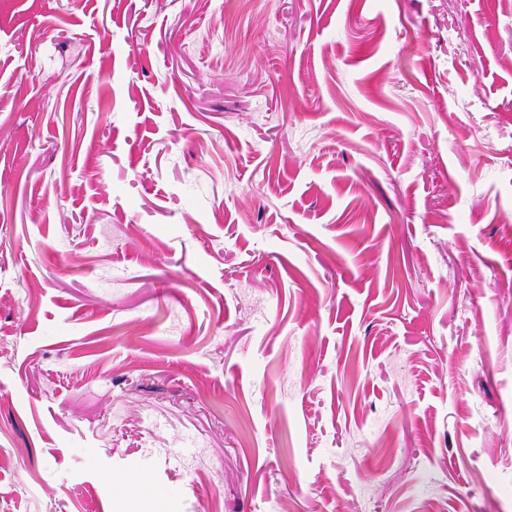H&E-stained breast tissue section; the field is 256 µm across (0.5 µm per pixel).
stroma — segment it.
<instances>
[{
	"instance_id": "35a3bbf8",
	"label": "stroma",
	"mask_w": 512,
	"mask_h": 512,
	"mask_svg": "<svg viewBox=\"0 0 512 512\" xmlns=\"http://www.w3.org/2000/svg\"><path fill=\"white\" fill-rule=\"evenodd\" d=\"M0 512H512V0H0Z\"/></svg>"
}]
</instances>
